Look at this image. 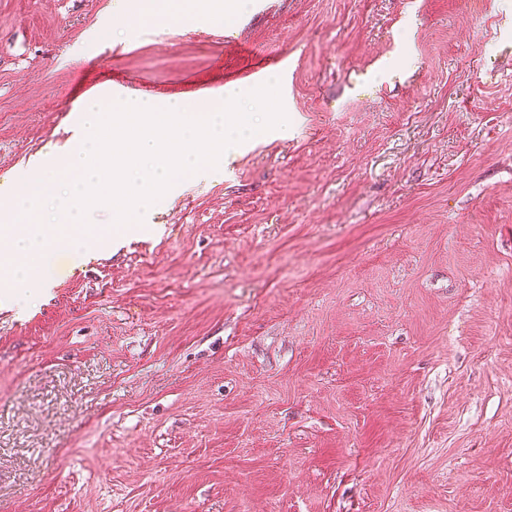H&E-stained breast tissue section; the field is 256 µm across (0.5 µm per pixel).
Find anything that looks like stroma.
Instances as JSON below:
<instances>
[{"mask_svg":"<svg viewBox=\"0 0 512 512\" xmlns=\"http://www.w3.org/2000/svg\"><path fill=\"white\" fill-rule=\"evenodd\" d=\"M0 0V191L87 95L289 124L0 288V512H512V0Z\"/></svg>","mask_w":512,"mask_h":512,"instance_id":"1","label":"stroma"}]
</instances>
